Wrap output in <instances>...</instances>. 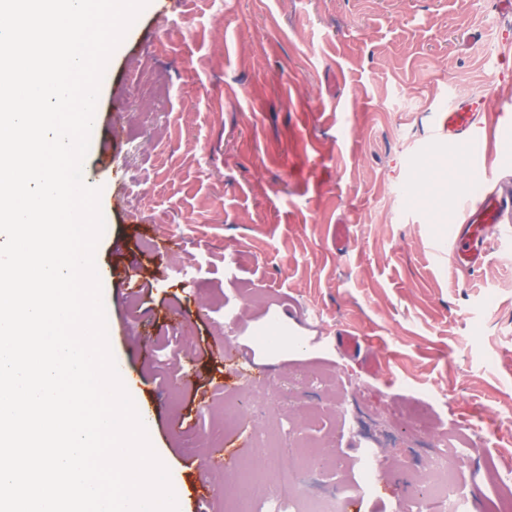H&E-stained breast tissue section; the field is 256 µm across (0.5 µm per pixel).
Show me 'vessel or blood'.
<instances>
[{"instance_id":"1","label":"vessel or blood","mask_w":512,"mask_h":512,"mask_svg":"<svg viewBox=\"0 0 512 512\" xmlns=\"http://www.w3.org/2000/svg\"><path fill=\"white\" fill-rule=\"evenodd\" d=\"M487 110L484 102L453 103L437 114L438 135L449 147H467L472 168L482 186L479 193L470 195L455 226L454 255L464 266L475 269L486 257L489 228L512 219V184L498 179L499 163L507 155L490 160L486 154L487 130L481 118Z\"/></svg>"}]
</instances>
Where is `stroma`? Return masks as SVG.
I'll use <instances>...</instances> for the list:
<instances>
[{"instance_id": "1", "label": "stroma", "mask_w": 512, "mask_h": 512, "mask_svg": "<svg viewBox=\"0 0 512 512\" xmlns=\"http://www.w3.org/2000/svg\"><path fill=\"white\" fill-rule=\"evenodd\" d=\"M497 3L149 0L111 55L83 162L95 263L180 512H263L260 434L319 495L363 480L374 450L372 492L346 512H408L396 462L423 467L426 445L389 422L403 404L495 438L458 468L469 512L512 497L486 478L512 461V223L480 268L455 260L472 169L434 126L441 104L512 100ZM275 323L305 349L266 354Z\"/></svg>"}]
</instances>
